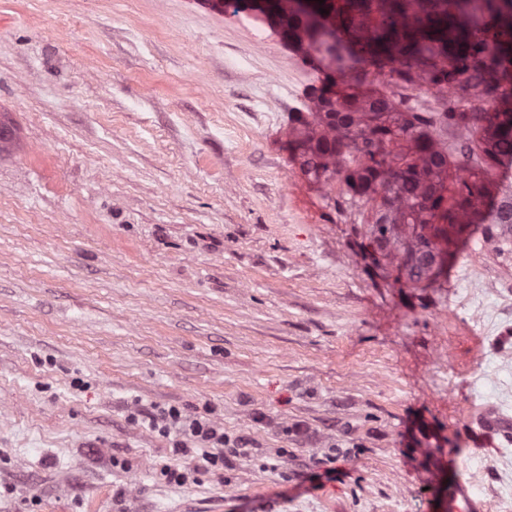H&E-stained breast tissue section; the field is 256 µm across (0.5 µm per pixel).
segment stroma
I'll return each instance as SVG.
<instances>
[{"label": "stroma", "mask_w": 512, "mask_h": 512, "mask_svg": "<svg viewBox=\"0 0 512 512\" xmlns=\"http://www.w3.org/2000/svg\"><path fill=\"white\" fill-rule=\"evenodd\" d=\"M316 79L204 0H0V512H445L431 455L512 512L469 417H512V251L365 261L288 150ZM155 406L252 451L195 469Z\"/></svg>", "instance_id": "1"}]
</instances>
